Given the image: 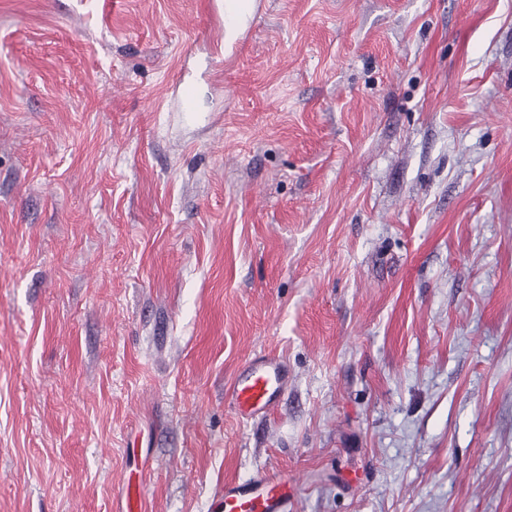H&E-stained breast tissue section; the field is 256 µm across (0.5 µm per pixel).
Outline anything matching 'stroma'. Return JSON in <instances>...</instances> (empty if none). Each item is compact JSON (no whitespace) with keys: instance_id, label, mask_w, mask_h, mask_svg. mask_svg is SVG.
Segmentation results:
<instances>
[{"instance_id":"35a3bbf8","label":"stroma","mask_w":512,"mask_h":512,"mask_svg":"<svg viewBox=\"0 0 512 512\" xmlns=\"http://www.w3.org/2000/svg\"><path fill=\"white\" fill-rule=\"evenodd\" d=\"M217 25L0 0V512H512V0ZM287 384L288 372L279 357L255 356L234 376L230 402L242 418L265 414L279 401ZM288 486L281 477H261L224 484L215 503L217 512H282L288 498Z\"/></svg>"}]
</instances>
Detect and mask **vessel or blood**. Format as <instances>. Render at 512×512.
<instances>
[{
	"instance_id": "obj_1",
	"label": "vessel or blood",
	"mask_w": 512,
	"mask_h": 512,
	"mask_svg": "<svg viewBox=\"0 0 512 512\" xmlns=\"http://www.w3.org/2000/svg\"><path fill=\"white\" fill-rule=\"evenodd\" d=\"M288 384L284 362L265 354L252 358L234 376L230 399L235 413L243 418L271 410ZM288 486L281 477H262L226 482L215 504L217 512H282Z\"/></svg>"
}]
</instances>
